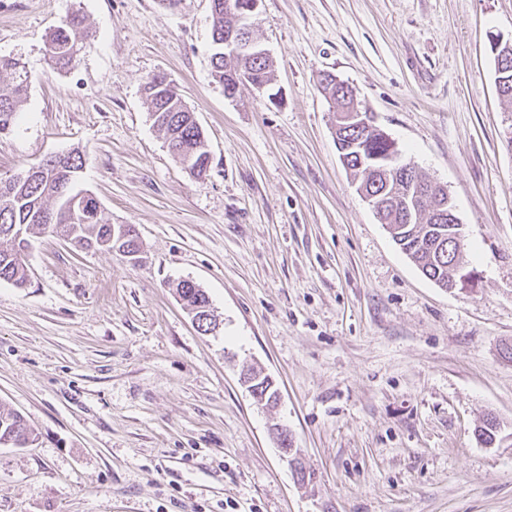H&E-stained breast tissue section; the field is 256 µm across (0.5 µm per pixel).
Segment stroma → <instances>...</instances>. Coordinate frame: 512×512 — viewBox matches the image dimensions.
I'll return each mask as SVG.
<instances>
[{
    "label": "stroma",
    "mask_w": 512,
    "mask_h": 512,
    "mask_svg": "<svg viewBox=\"0 0 512 512\" xmlns=\"http://www.w3.org/2000/svg\"><path fill=\"white\" fill-rule=\"evenodd\" d=\"M75 9L88 37L58 74L45 41ZM252 25L274 104L213 79L209 0H0V57L31 75L0 178L77 152L80 189L143 243L133 261L39 234L27 286L0 281V407L38 435L0 447V512H512V104L488 41L512 36V0H262ZM326 72L447 189L467 288L423 276L359 194ZM157 73L208 140L204 179L150 120ZM249 367L275 407L242 384ZM181 283H184V288H180L181 293H179V297L183 302L184 307L190 310L199 309L196 315L199 316V319L204 318L205 332H208L211 326V330L213 331L217 324L216 319L213 318L214 316L209 318V309L211 308V304L208 295L203 289L199 288V286H197L192 281L183 280L179 282V284ZM185 286L187 288H185ZM273 435L278 443L282 459L284 461H286L287 463H289V465L294 469L297 477L299 478L300 471L303 467L301 459H300L301 455L299 456V452L296 451V448L290 447L291 443L289 444L288 440L284 441V438L286 437V435L288 438V434L286 432H284L282 429L274 428ZM286 446H288V448H286ZM303 472L305 473L306 479H307L308 475H307L304 467H303Z\"/></svg>",
    "instance_id": "1"
}]
</instances>
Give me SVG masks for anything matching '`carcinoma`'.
I'll list each match as a JSON object with an SVG mask.
<instances>
[{
	"mask_svg": "<svg viewBox=\"0 0 512 512\" xmlns=\"http://www.w3.org/2000/svg\"><path fill=\"white\" fill-rule=\"evenodd\" d=\"M212 41L211 64L214 79L224 87V94L235 96L239 89L240 72L251 73L253 83L264 88L267 96L274 90L273 64L248 58L224 59V27L242 24L237 15L224 14V0H211ZM88 26L83 14L74 11L64 18L50 34L46 55L54 72L70 71L79 61ZM9 74V81H0V133L8 131L26 100L31 76L25 65L15 58H0V75ZM326 97L339 113L349 111L351 100L343 90L323 87ZM149 112L155 114L154 125L164 134L173 149L172 157L181 164L189 161L187 172L195 179L208 176L211 151L194 112L183 103L172 82L164 75H155L144 86ZM343 141L358 143V151L345 154L344 166L360 184L371 187L373 193L384 196L399 192L394 180L385 172L367 175V169L380 162L389 150L383 130L376 124L354 126L345 123ZM44 171L31 179L20 181L13 177L0 179V280L22 288L28 282V247L30 238L47 225H55L56 232L75 241L85 250L123 252L125 245L134 243L137 236L122 241L113 236L112 221L105 218L97 200L75 186L83 167L81 156L69 152L57 163L42 162ZM83 196L84 206L77 218H72L70 201ZM446 197L434 192L421 200L419 209L410 221L400 217L392 207L384 208L382 219L389 225L393 240L418 266L422 274L443 288L456 283L455 267L464 264L463 254L452 245L455 225L440 223L437 216L444 211ZM179 297L184 307L197 311L204 319L205 330L216 326L210 317V300L206 292L191 281H184ZM499 429L496 417L487 416L474 430L475 438L491 445ZM36 440V433L24 417L16 411L0 408V442L23 446Z\"/></svg>",
	"mask_w": 512,
	"mask_h": 512,
	"instance_id": "obj_1",
	"label": "carcinoma"
}]
</instances>
